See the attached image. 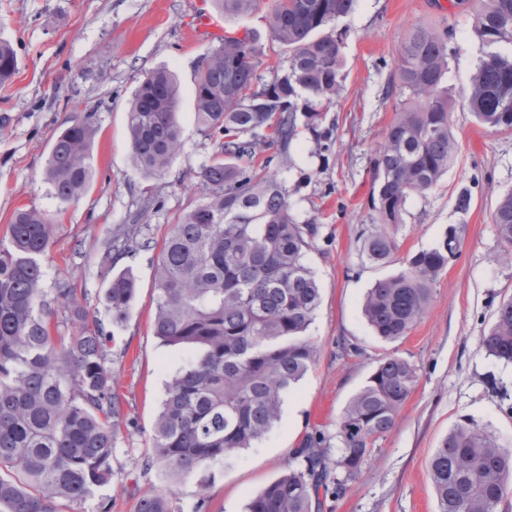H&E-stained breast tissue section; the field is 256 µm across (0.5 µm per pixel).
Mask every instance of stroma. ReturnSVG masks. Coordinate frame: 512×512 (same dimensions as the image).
<instances>
[{
    "mask_svg": "<svg viewBox=\"0 0 512 512\" xmlns=\"http://www.w3.org/2000/svg\"><path fill=\"white\" fill-rule=\"evenodd\" d=\"M210 3L0 0V37L18 58L12 83L0 87V234L17 208L52 215L46 288L72 279L107 324L97 266L101 239L119 225L146 224L152 240L116 264L132 269L137 290L127 322L106 329L126 415L112 480L67 512H135L138 493L153 490L169 492L177 512H193L201 501L205 512H242L250 497L294 466L305 435L323 432L331 439L329 458L338 457L340 414L390 354L416 366V385L394 427L374 442L361 471L346 479L343 496L320 494L312 512H438L428 465L452 428L471 420L512 448V364L495 360L480 343L499 304L512 298V264L499 259L502 243L491 221L498 200L512 192V132L483 127L462 100L481 55L469 0H356L338 20L341 93L323 110L317 130H309L306 113L298 112L287 152L266 151L271 172L287 187L292 214L317 228L306 254L321 292L308 330L316 360L285 395L280 420L229 463L214 465L208 485L194 475L170 479L141 467L165 381L187 363L181 349L162 345L153 333L156 244L199 199V171L220 143L198 131L194 111V73L213 43L193 40L190 26ZM419 23H446L457 33L446 84L458 152L432 190L408 200L392 261L374 267L362 261L359 240L372 222L370 160L402 98L396 53ZM163 66L180 79L182 149L163 176L148 178L130 162L127 110L139 78ZM88 112L96 127V175L89 192L66 205L53 196L45 163L55 133ZM318 130L330 135L329 151H319ZM465 191L470 204L462 209L458 197ZM452 228L462 234V252L434 283L424 315L403 339L379 341L362 314L368 288L400 272L407 255L433 247Z\"/></svg>",
    "mask_w": 512,
    "mask_h": 512,
    "instance_id": "stroma-1",
    "label": "stroma"
}]
</instances>
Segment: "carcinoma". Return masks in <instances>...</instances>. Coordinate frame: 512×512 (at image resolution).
Listing matches in <instances>:
<instances>
[{
  "label": "carcinoma",
  "instance_id": "1",
  "mask_svg": "<svg viewBox=\"0 0 512 512\" xmlns=\"http://www.w3.org/2000/svg\"><path fill=\"white\" fill-rule=\"evenodd\" d=\"M258 0H213L224 14V40L203 55L194 76L195 117L206 137L223 142L199 172L203 196L164 239L155 266L154 335L184 350L187 366L166 382V396L144 463L169 476H205L239 450L262 439L280 419L283 395L313 365L317 349L306 332L321 303L306 263L314 231L290 211L287 189L257 156L271 145L285 152L297 135L298 100L311 124L342 90L341 34L336 21L355 0H272L266 25L271 43L288 52V65L264 82L261 34L230 29ZM472 32L482 56L464 92L477 121L512 130V0H472ZM455 31L419 24L397 53L407 97L370 161L372 224L360 234L362 260L388 264L408 200L433 189L455 159L458 143L448 124V55ZM18 71L13 46L0 41V84ZM178 77L146 72L127 113L133 166L162 175L182 147L177 121ZM93 113L54 137L45 175L56 199L78 201L94 180ZM512 263V193L491 215ZM55 224L34 207L14 211L0 238V512H63L83 504L112 480V455L125 419L107 336L90 314L87 294L74 282L45 288L43 258ZM149 225L123 224L100 245L112 325L133 307L135 277L114 271L118 257L148 247ZM462 246L454 228L432 248L405 259V269L377 280L364 297L363 315L385 343L405 336L420 319L431 289ZM72 327L66 336L61 327ZM481 343L512 363V298L502 302ZM417 381V369L391 354L350 400L338 422L337 466L357 472L372 440L389 432ZM326 437H304L298 464L267 484L244 512H311L328 489ZM439 512H497L512 493V450L466 422L453 428L430 461ZM137 512H176L163 492H146Z\"/></svg>",
  "mask_w": 512,
  "mask_h": 512
}]
</instances>
